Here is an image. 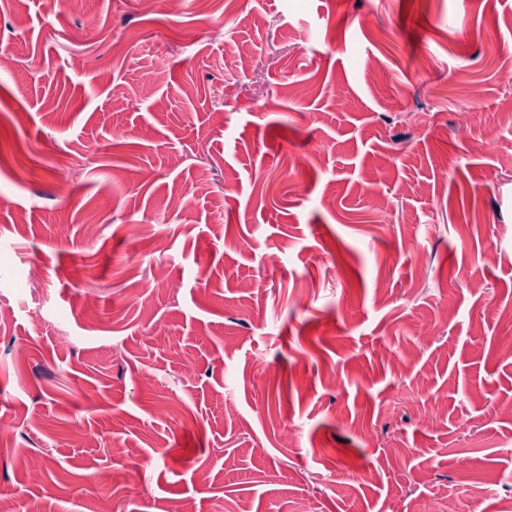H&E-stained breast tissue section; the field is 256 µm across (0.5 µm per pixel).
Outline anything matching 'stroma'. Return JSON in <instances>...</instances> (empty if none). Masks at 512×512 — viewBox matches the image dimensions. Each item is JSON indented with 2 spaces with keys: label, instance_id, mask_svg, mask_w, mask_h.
<instances>
[{
  "label": "stroma",
  "instance_id": "stroma-1",
  "mask_svg": "<svg viewBox=\"0 0 512 512\" xmlns=\"http://www.w3.org/2000/svg\"><path fill=\"white\" fill-rule=\"evenodd\" d=\"M1 52L0 512L512 505V0H0Z\"/></svg>",
  "mask_w": 512,
  "mask_h": 512
}]
</instances>
